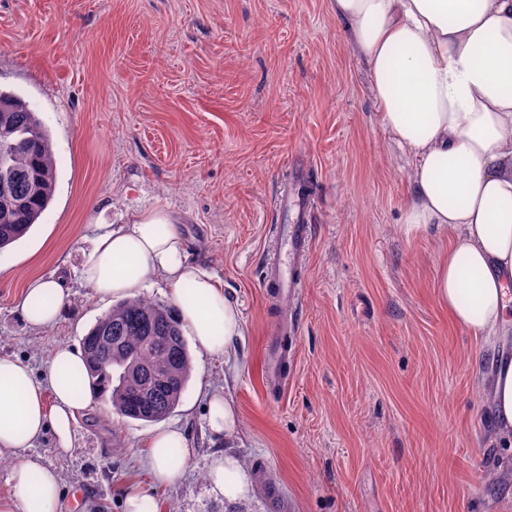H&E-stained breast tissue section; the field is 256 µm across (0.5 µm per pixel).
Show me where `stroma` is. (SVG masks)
<instances>
[{
	"mask_svg": "<svg viewBox=\"0 0 512 512\" xmlns=\"http://www.w3.org/2000/svg\"><path fill=\"white\" fill-rule=\"evenodd\" d=\"M0 88L38 113L57 170L37 224L0 250V356L38 375L57 347H79L112 308L78 275L98 225L159 206L245 321L229 359L190 351L168 418L191 437L185 476L154 487L142 442L156 424L98 398L70 451L50 434L30 451L59 478L60 512H124L133 482L161 512H512V447L489 393L512 335L490 343L439 304L447 241L402 230L412 159L383 128L330 0H0ZM302 192L307 286L288 385L272 400L277 313L260 271L274 226L292 221L277 198ZM35 276L64 279L71 295L41 331L17 308ZM205 387L238 407L231 442L205 427ZM228 444L255 476L235 504L207 479Z\"/></svg>",
	"mask_w": 512,
	"mask_h": 512,
	"instance_id": "stroma-1",
	"label": "stroma"
}]
</instances>
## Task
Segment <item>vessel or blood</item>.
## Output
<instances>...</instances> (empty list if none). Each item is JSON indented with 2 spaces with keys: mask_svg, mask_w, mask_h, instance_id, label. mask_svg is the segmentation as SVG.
I'll return each mask as SVG.
<instances>
[{
  "mask_svg": "<svg viewBox=\"0 0 512 512\" xmlns=\"http://www.w3.org/2000/svg\"><path fill=\"white\" fill-rule=\"evenodd\" d=\"M277 247L263 269L266 298L280 306L277 322L280 335L294 333L296 312L301 301L305 267L312 244V226L305 222L280 224L276 227ZM286 358L281 348H273L267 360V389L282 392L285 384Z\"/></svg>",
  "mask_w": 512,
  "mask_h": 512,
  "instance_id": "1",
  "label": "vessel or blood"
}]
</instances>
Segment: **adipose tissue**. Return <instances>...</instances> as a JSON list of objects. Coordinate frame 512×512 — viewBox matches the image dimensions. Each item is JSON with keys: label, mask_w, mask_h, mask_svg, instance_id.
<instances>
[{"label": "adipose tissue", "mask_w": 512, "mask_h": 512, "mask_svg": "<svg viewBox=\"0 0 512 512\" xmlns=\"http://www.w3.org/2000/svg\"><path fill=\"white\" fill-rule=\"evenodd\" d=\"M354 53L369 70L381 123L413 159L406 235L448 239L435 288L460 328L495 336L512 327V0H330ZM80 277L101 299L127 298L164 283L171 313L201 355L227 358L244 332L239 305L224 283L186 248L179 220L164 207L96 235ZM58 279H30L18 309L30 327H50L69 305ZM494 425L512 447V360L490 390ZM94 398L81 351L57 348L41 376L0 356V450L14 452L11 495L0 512H59L53 470L28 457L45 433L71 449L78 411ZM210 433L232 438V399L203 393ZM146 462L157 484L186 473L193 450L173 425L149 434ZM208 480L230 503L253 489L251 471L227 451L212 458Z\"/></svg>", "instance_id": "obj_1"}]
</instances>
